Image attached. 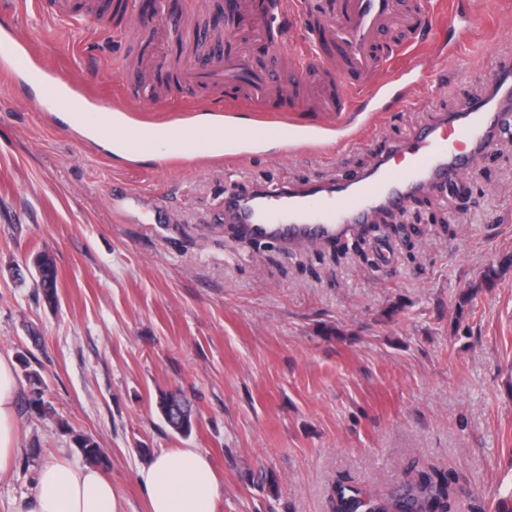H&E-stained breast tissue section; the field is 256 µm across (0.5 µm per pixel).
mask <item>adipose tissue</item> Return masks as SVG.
<instances>
[{"label": "adipose tissue", "instance_id": "obj_1", "mask_svg": "<svg viewBox=\"0 0 512 512\" xmlns=\"http://www.w3.org/2000/svg\"><path fill=\"white\" fill-rule=\"evenodd\" d=\"M19 394L16 361L0 352V472L21 446ZM136 480L147 512H216L219 481L199 449L161 452L137 470ZM11 512H123V504L111 477L63 454L38 465L33 495L14 501Z\"/></svg>", "mask_w": 512, "mask_h": 512}]
</instances>
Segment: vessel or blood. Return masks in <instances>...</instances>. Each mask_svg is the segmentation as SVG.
<instances>
[{
    "instance_id": "b4317fda",
    "label": "vessel or blood",
    "mask_w": 512,
    "mask_h": 512,
    "mask_svg": "<svg viewBox=\"0 0 512 512\" xmlns=\"http://www.w3.org/2000/svg\"><path fill=\"white\" fill-rule=\"evenodd\" d=\"M324 11L310 10L307 0H224V58L209 68L183 70L179 79L213 88L228 112H252L253 125L240 127L239 142L260 144L283 140L287 125L272 118L271 104L283 77L311 86L315 112L335 114L337 124L348 122L355 95H362L371 112L393 83L418 73L427 83L432 55L417 53L424 23L438 11L439 0H326ZM260 31L268 45L292 43L289 65L255 67L241 56L238 43ZM37 53L17 32L0 37V77L14 82L26 75L41 92L33 100L37 112L70 113L74 123L95 125L108 135L106 120H90L85 87L58 72L35 67ZM512 113V63L496 68L484 90L459 111L438 115L421 124L407 139L392 145L365 170L331 182L307 183L224 197V218L236 224L242 237L270 239L284 248L334 239L374 216L404 207L415 194L433 183L452 182L474 170L479 156L492 149L505 115ZM168 138L184 159L197 161L224 146V127L206 124L171 125ZM123 142L129 156L160 155L152 137L129 130Z\"/></svg>"
}]
</instances>
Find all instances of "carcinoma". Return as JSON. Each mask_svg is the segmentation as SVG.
Segmentation results:
<instances>
[{
	"instance_id": "carcinoma-1",
	"label": "carcinoma",
	"mask_w": 512,
	"mask_h": 512,
	"mask_svg": "<svg viewBox=\"0 0 512 512\" xmlns=\"http://www.w3.org/2000/svg\"><path fill=\"white\" fill-rule=\"evenodd\" d=\"M39 286L45 302L53 306L57 301V270L54 260L47 254L37 258ZM19 363L29 383L27 399L29 409L43 415L50 412L44 400V380L40 373L30 369L26 355ZM161 414L167 416L170 428L188 436L196 423V413L188 396L181 390L165 392L158 401ZM75 442L85 459L98 465L106 464L104 449L90 436L79 435ZM454 475L450 471L414 464L407 469L404 479L383 494L365 495L361 491L337 485L330 501L331 512H451L455 493Z\"/></svg>"
}]
</instances>
